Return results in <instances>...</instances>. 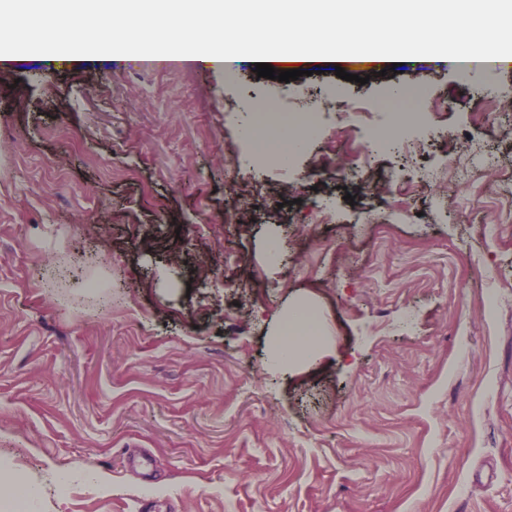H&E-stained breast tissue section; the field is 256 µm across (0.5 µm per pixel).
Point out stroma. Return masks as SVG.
<instances>
[{"label": "stroma", "instance_id": "35a3bbf8", "mask_svg": "<svg viewBox=\"0 0 512 512\" xmlns=\"http://www.w3.org/2000/svg\"><path fill=\"white\" fill-rule=\"evenodd\" d=\"M151 50L0 70V459L36 512H512V67L285 83ZM267 111L311 118L281 162L245 135ZM399 112L413 145L352 153ZM456 161L482 175L448 193ZM301 301L325 349L269 369Z\"/></svg>", "mask_w": 512, "mask_h": 512}]
</instances>
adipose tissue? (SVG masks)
Instances as JSON below:
<instances>
[{"mask_svg":"<svg viewBox=\"0 0 512 512\" xmlns=\"http://www.w3.org/2000/svg\"><path fill=\"white\" fill-rule=\"evenodd\" d=\"M60 6L69 16L68 47L36 45L26 50L5 40L0 42V59L14 64L38 62L51 70L67 63L95 67L127 61L126 47L101 48L88 31L89 23L105 28L117 16L130 21L177 16L170 39L158 49V56H165L188 37L194 44L190 62L207 67L218 60L230 74L281 57L275 47L262 54L231 42L213 47V37L223 31L222 20L232 18L287 15L289 29L302 37V59L316 66H332L343 54L322 56L315 47L312 22L317 15L327 21L340 14L351 19V30L360 36L370 63H399L412 70L436 62L459 64L486 83L492 81L501 61V47L512 44V0H60ZM391 32L399 33L400 39L389 47L384 36ZM285 322L289 334L277 344L270 362L274 369L287 368L295 359L311 355L320 341L303 307L290 310Z\"/></svg>","mask_w":512,"mask_h":512,"instance_id":"adipose-tissue-1","label":"adipose tissue"}]
</instances>
